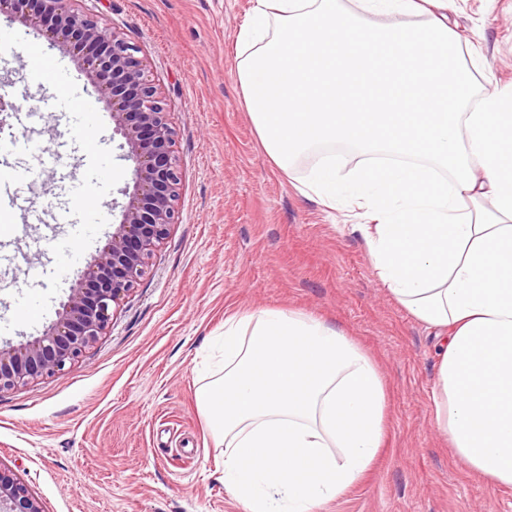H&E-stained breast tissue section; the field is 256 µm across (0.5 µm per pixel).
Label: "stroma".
<instances>
[{
  "label": "stroma",
  "instance_id": "1",
  "mask_svg": "<svg viewBox=\"0 0 512 512\" xmlns=\"http://www.w3.org/2000/svg\"><path fill=\"white\" fill-rule=\"evenodd\" d=\"M255 0H96L103 22L142 48L170 110L182 173L180 219L123 301L106 334L64 373L0 394V466L43 512H243L224 487V450L197 408L196 380L224 320L260 308L323 318L377 363L387 388V444L365 479L320 512H512L455 457L431 425L439 349L433 331L378 281L354 213L322 208L268 158L233 68L234 41ZM448 12L485 66L476 92L512 83V0H451ZM0 87L35 113L55 151L29 196L42 214L0 209V347L43 335L77 271L120 220L112 202L130 182L112 118L80 124L97 99L77 60L59 47L34 59L26 44L0 54ZM93 135L96 157L81 139ZM99 181L100 222L71 257L38 250L71 237L55 220ZM27 308L28 319L16 318Z\"/></svg>",
  "mask_w": 512,
  "mask_h": 512
}]
</instances>
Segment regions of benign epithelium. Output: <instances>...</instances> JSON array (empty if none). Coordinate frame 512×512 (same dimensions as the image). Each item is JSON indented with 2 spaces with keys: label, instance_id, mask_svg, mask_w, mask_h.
Masks as SVG:
<instances>
[{
  "label": "benign epithelium",
  "instance_id": "7a95c632",
  "mask_svg": "<svg viewBox=\"0 0 512 512\" xmlns=\"http://www.w3.org/2000/svg\"><path fill=\"white\" fill-rule=\"evenodd\" d=\"M23 18L51 43L79 58L88 82L112 114L113 134L133 162L132 188L119 224L81 271L45 334L0 348V394L66 371L89 350L117 306L147 274L154 252L178 223L181 172L174 130L159 84L140 48L102 22L86 0H0V14ZM0 512H43L26 484L0 469Z\"/></svg>",
  "mask_w": 512,
  "mask_h": 512
}]
</instances>
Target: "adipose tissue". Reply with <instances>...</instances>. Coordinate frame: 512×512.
Instances as JSON below:
<instances>
[{"instance_id":"adipose-tissue-1","label":"adipose tissue","mask_w":512,"mask_h":512,"mask_svg":"<svg viewBox=\"0 0 512 512\" xmlns=\"http://www.w3.org/2000/svg\"><path fill=\"white\" fill-rule=\"evenodd\" d=\"M448 0H255L235 42L243 101L270 160L324 155L307 195L358 211L376 277L434 330L432 423L489 485L512 487V85L473 99L483 67ZM199 410L244 512H319L385 440L372 357L317 317L267 308L224 321Z\"/></svg>"}]
</instances>
